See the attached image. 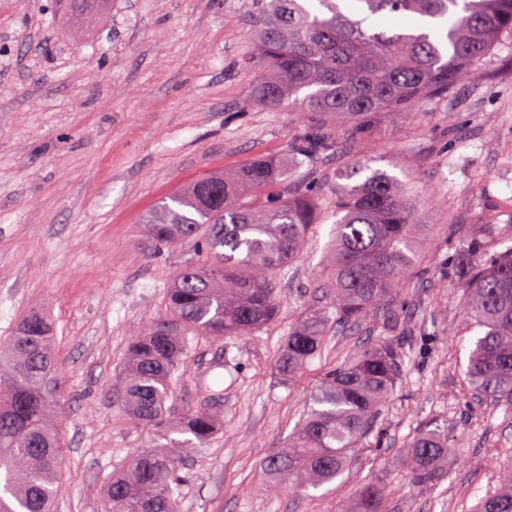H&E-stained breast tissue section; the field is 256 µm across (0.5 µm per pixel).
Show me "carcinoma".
I'll use <instances>...</instances> for the list:
<instances>
[{"mask_svg": "<svg viewBox=\"0 0 512 512\" xmlns=\"http://www.w3.org/2000/svg\"><path fill=\"white\" fill-rule=\"evenodd\" d=\"M511 36L512 0H263L255 58L266 76L256 95L267 107L294 102L320 118L288 147L291 156L307 158L328 147L326 131L337 122L407 112L448 94L463 72L479 68ZM370 162L360 156L341 173L348 184L336 196L328 288L334 315L312 314L289 329L276 370L292 378L321 353L332 324L343 329L380 311V333L310 392L288 443L263 463L271 496L287 487L316 490L343 476L413 359L389 297L409 285L418 241L438 225L424 223L416 198ZM283 177L274 159L231 174L213 171L146 216L155 245L193 244L197 254L167 285L163 312L129 335L114 402L154 442L112 475L104 512H182V462L172 435L186 436L189 450L203 448L221 418L217 395L171 414L174 377L196 337L231 340L277 319L276 277L300 256L318 213L306 193L269 195ZM485 244L479 226L456 274L467 295L464 320L482 329L465 374L474 394L512 408V235L498 238L504 249L489 259ZM55 339L51 316L33 308L0 341V512H51L65 464L53 420L62 389ZM450 454L447 433L418 429L406 448L413 487L430 484ZM384 496L381 482L369 481L351 512H383ZM474 512H512V460L503 465L498 490Z\"/></svg>", "mask_w": 512, "mask_h": 512, "instance_id": "obj_1", "label": "carcinoma"}]
</instances>
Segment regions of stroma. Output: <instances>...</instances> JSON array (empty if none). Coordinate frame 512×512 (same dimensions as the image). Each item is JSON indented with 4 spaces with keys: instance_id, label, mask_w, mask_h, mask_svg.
I'll return each mask as SVG.
<instances>
[{
    "instance_id": "1",
    "label": "stroma",
    "mask_w": 512,
    "mask_h": 512,
    "mask_svg": "<svg viewBox=\"0 0 512 512\" xmlns=\"http://www.w3.org/2000/svg\"><path fill=\"white\" fill-rule=\"evenodd\" d=\"M260 3L109 0L104 11L79 15L67 0H0V339L35 306L56 322L67 469L55 512H101L112 473L151 443L109 395L130 331L161 310L164 287L193 251L149 245L144 215L210 171L287 160L291 140L317 121L255 102ZM329 135L333 150L290 163L285 180L319 202L324 220L277 280L276 322L224 343L198 337L177 374L171 412L213 392L224 397L222 432L184 456L182 512H348L371 478L385 485L386 512H470L512 455V414L465 383L478 332L447 280L477 225L487 224L492 240L512 225V215L485 208L512 196V166L503 165L512 152V40L417 114L378 112ZM363 152L380 168L406 170L408 191L446 202L426 217L436 230L421 244L413 288L392 303L416 359L342 478L270 498L261 492L264 459L287 444L321 374L380 323L373 313L329 334L324 354L292 380L275 370L288 329L331 307V211L341 172ZM220 357L233 369L216 367ZM429 424L454 439L461 462L442 463L417 493L404 450Z\"/></svg>"
}]
</instances>
